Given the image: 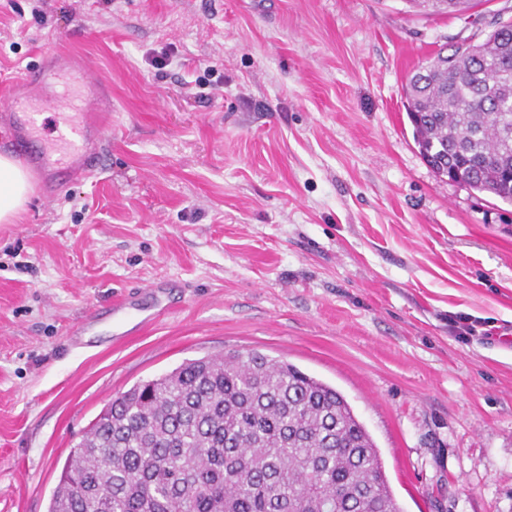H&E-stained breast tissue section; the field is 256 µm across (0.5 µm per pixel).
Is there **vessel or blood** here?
<instances>
[{"label":"vessel or blood","instance_id":"b4317fda","mask_svg":"<svg viewBox=\"0 0 512 512\" xmlns=\"http://www.w3.org/2000/svg\"><path fill=\"white\" fill-rule=\"evenodd\" d=\"M88 59L64 52L48 53L36 68L26 70L6 97L0 98V125L14 147L35 168L47 196H55L67 182L89 178L101 165L103 132L93 120L96 112L112 109V92L92 74ZM57 114L54 141L41 132L43 113ZM137 296L114 300L112 313L121 322L137 324Z\"/></svg>","mask_w":512,"mask_h":512}]
</instances>
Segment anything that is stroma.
Returning a JSON list of instances; mask_svg holds the SVG:
<instances>
[{"instance_id":"1","label":"stroma","mask_w":512,"mask_h":512,"mask_svg":"<svg viewBox=\"0 0 512 512\" xmlns=\"http://www.w3.org/2000/svg\"><path fill=\"white\" fill-rule=\"evenodd\" d=\"M498 17L512 0H0V95L53 51L112 90L97 173L0 223V512H47L134 384L252 350L336 388L403 512H512V205L435 174L406 110L410 74ZM167 279L141 333L72 346Z\"/></svg>"}]
</instances>
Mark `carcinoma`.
<instances>
[{
  "label": "carcinoma",
  "mask_w": 512,
  "mask_h": 512,
  "mask_svg": "<svg viewBox=\"0 0 512 512\" xmlns=\"http://www.w3.org/2000/svg\"><path fill=\"white\" fill-rule=\"evenodd\" d=\"M424 15L448 0H409ZM479 52L408 79L419 153L512 204V21ZM401 512L378 449L336 389L258 352L188 360L133 385L65 461L48 512Z\"/></svg>",
  "instance_id": "carcinoma-1"
}]
</instances>
